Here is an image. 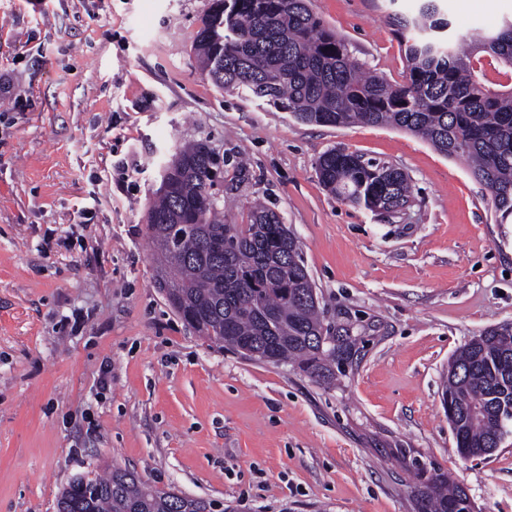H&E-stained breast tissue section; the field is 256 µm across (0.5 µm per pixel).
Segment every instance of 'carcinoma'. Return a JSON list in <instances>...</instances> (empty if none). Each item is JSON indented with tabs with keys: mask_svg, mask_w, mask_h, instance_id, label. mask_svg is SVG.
<instances>
[{
	"mask_svg": "<svg viewBox=\"0 0 512 512\" xmlns=\"http://www.w3.org/2000/svg\"><path fill=\"white\" fill-rule=\"evenodd\" d=\"M404 47V80L392 84L355 60L311 0H212L194 43L201 74L224 90L264 99L305 123L368 124L413 133L448 157H461L491 192L496 213L512 216V85L487 79L486 66L512 70V20L491 34L443 37L448 21L434 0L418 17L393 18ZM219 154L205 142L180 148L148 209L156 287L205 339L274 364L288 362L330 382L358 359L364 337L336 335L302 248L279 215L255 205L246 224H225L209 201ZM319 181L338 198L372 212L409 202L400 169L344 148L319 156ZM464 458L493 454L512 436V323L485 328L448 364L442 392ZM414 512H471L465 489L420 459ZM61 496L77 512H212L202 497L151 485L112 467L76 477Z\"/></svg>",
	"mask_w": 512,
	"mask_h": 512,
	"instance_id": "1",
	"label": "carcinoma"
}]
</instances>
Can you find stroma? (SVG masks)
Returning <instances> with one entry per match:
<instances>
[{
    "label": "stroma",
    "mask_w": 512,
    "mask_h": 512,
    "mask_svg": "<svg viewBox=\"0 0 512 512\" xmlns=\"http://www.w3.org/2000/svg\"><path fill=\"white\" fill-rule=\"evenodd\" d=\"M210 4L0 0V512H56L73 478L115 465L226 512H413L408 455L475 512H512V443L462 458L441 405L452 355L512 323V216L419 137L304 123L205 80L193 44ZM420 4L312 0L393 83L391 17ZM437 4L453 34L512 19V0ZM195 141L224 157L225 223L262 200L295 233L325 323L366 337L334 384L205 341L156 288L149 204ZM336 147L400 168L409 206L330 193L315 163Z\"/></svg>",
    "instance_id": "35a3bbf8"
}]
</instances>
